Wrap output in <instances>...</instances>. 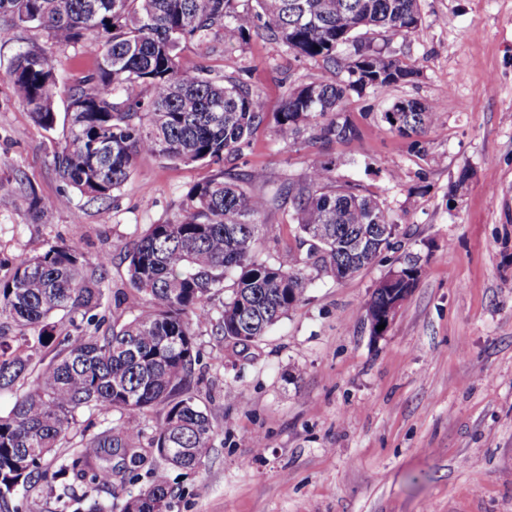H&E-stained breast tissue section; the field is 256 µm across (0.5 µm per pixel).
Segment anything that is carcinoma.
Listing matches in <instances>:
<instances>
[{
  "mask_svg": "<svg viewBox=\"0 0 512 512\" xmlns=\"http://www.w3.org/2000/svg\"><path fill=\"white\" fill-rule=\"evenodd\" d=\"M0 0V14L44 30L54 46L96 47L95 72L69 89L70 125L52 164L68 186L93 201L114 197L140 154L182 163L218 164L242 149L267 120L260 93L236 80L219 83L201 71L179 68L182 44L221 30L228 40L255 34L292 54L347 69L349 80L313 82L291 89L273 113L276 132L296 139L301 129L329 112H342L349 91L383 89L416 74L386 56L368 38L383 32H415L420 0ZM350 44L346 63L338 50ZM19 104L35 123L54 130L57 76L46 52H20L8 72ZM403 136L426 132L437 110L416 100L393 104ZM314 138L346 141L355 128L346 120L315 126ZM331 163L317 161L303 182L290 180L279 195L292 205L300 236L315 251V268L350 278L378 256L388 241L377 199L351 185H337ZM265 180L261 170H217L186 194L181 219L152 224L126 251L128 280L147 298L123 323L98 313L108 259L88 258L75 244L54 243L24 258L0 279V317L28 330L0 334V392L14 394L0 414V502L40 493L41 483L66 480L57 512L90 500L87 512H172L174 491L165 469L193 472L209 458L217 434L192 391L200 349L195 328L210 324L233 346L258 341L303 301L310 275L293 253L274 262L252 256L260 233L255 217L268 200L247 191ZM70 203H52L30 191L37 215ZM232 284L225 285L226 280ZM230 293L217 316L208 305ZM79 329L73 341L57 334V316ZM53 353L40 367L45 354ZM160 410L149 438L130 419ZM105 415L81 444L60 452L84 412ZM55 470L43 468L46 460ZM145 480L121 502L93 498L101 486ZM74 480L85 484L76 495Z\"/></svg>",
  "mask_w": 512,
  "mask_h": 512,
  "instance_id": "cac0c4a2",
  "label": "carcinoma"
}]
</instances>
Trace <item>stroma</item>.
Wrapping results in <instances>:
<instances>
[{
	"label": "stroma",
	"instance_id": "stroma-1",
	"mask_svg": "<svg viewBox=\"0 0 512 512\" xmlns=\"http://www.w3.org/2000/svg\"><path fill=\"white\" fill-rule=\"evenodd\" d=\"M412 34L378 33L387 55L415 79L350 93L348 141L281 139L266 122L223 165L139 156L105 203L69 190L51 165L68 129L69 87L97 57L81 43L57 50L46 32L0 15V277L51 243L108 257L105 294L127 286L123 253L149 225L178 220L187 191L217 168L266 172L254 255L306 257L287 201L274 194L304 180L314 160L337 183L377 197L392 246L353 277L316 273L288 318L247 352L204 325L196 394L214 420L210 457L193 474L168 472L173 512H512V0H421ZM44 49L58 76L57 125L48 132L18 103L8 78L15 56ZM182 67L238 80L278 111L295 86L344 80L342 69L299 58L253 37L222 32L183 44ZM435 105L439 120L402 136L384 118L395 102ZM62 208L29 211V195ZM409 255L425 275L385 335L364 312L378 282ZM260 445H253L252 437Z\"/></svg>",
	"mask_w": 512,
	"mask_h": 512
}]
</instances>
